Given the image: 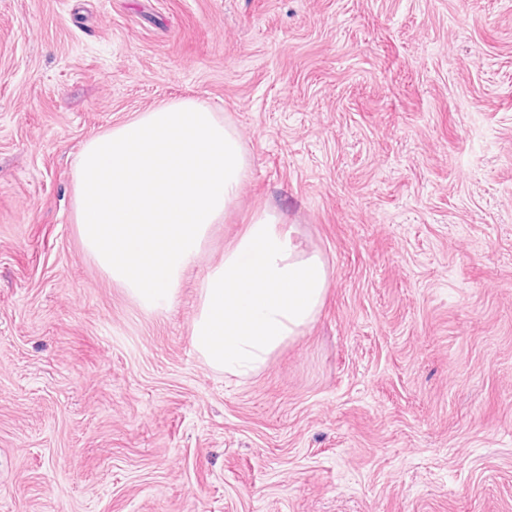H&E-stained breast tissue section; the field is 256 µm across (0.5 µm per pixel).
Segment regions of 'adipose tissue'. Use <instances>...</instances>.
I'll use <instances>...</instances> for the list:
<instances>
[{"mask_svg": "<svg viewBox=\"0 0 512 512\" xmlns=\"http://www.w3.org/2000/svg\"><path fill=\"white\" fill-rule=\"evenodd\" d=\"M291 234L276 211L255 213L207 274L191 340L213 370L252 377L315 319L328 267L320 254L297 250Z\"/></svg>", "mask_w": 512, "mask_h": 512, "instance_id": "obj_1", "label": "adipose tissue"}]
</instances>
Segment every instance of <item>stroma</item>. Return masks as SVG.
<instances>
[{
    "instance_id": "stroma-1",
    "label": "stroma",
    "mask_w": 512,
    "mask_h": 512,
    "mask_svg": "<svg viewBox=\"0 0 512 512\" xmlns=\"http://www.w3.org/2000/svg\"><path fill=\"white\" fill-rule=\"evenodd\" d=\"M189 96L251 174L148 315L74 170ZM264 209L329 287L239 379L190 329ZM0 512H512V0H0Z\"/></svg>"
}]
</instances>
